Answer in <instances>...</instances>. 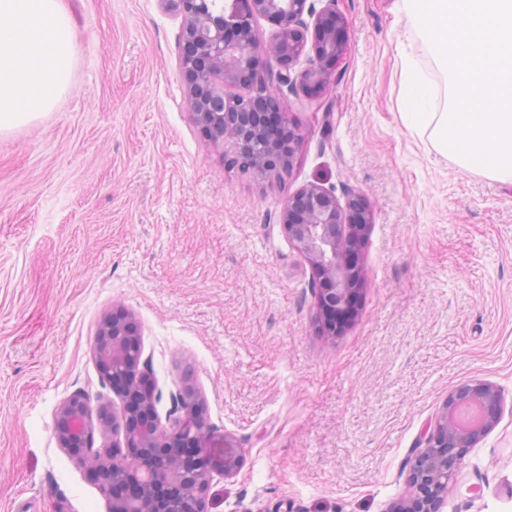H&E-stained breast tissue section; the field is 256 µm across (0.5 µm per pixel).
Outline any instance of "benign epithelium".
Instances as JSON below:
<instances>
[{
  "instance_id": "obj_1",
  "label": "benign epithelium",
  "mask_w": 512,
  "mask_h": 512,
  "mask_svg": "<svg viewBox=\"0 0 512 512\" xmlns=\"http://www.w3.org/2000/svg\"><path fill=\"white\" fill-rule=\"evenodd\" d=\"M315 11L311 0H227L224 11L213 0H161L163 7L182 18L179 47L181 75L195 121L217 142L232 165L265 177L292 165L277 157L275 144L261 128L259 117L273 107L274 96L261 95L257 85L268 87L276 78L282 87L308 82L327 83L331 74L323 62L339 57L345 23L326 0ZM313 16V58L310 68L293 72L306 54L301 29L304 16ZM274 18L279 30L270 47L260 51L254 28L258 17ZM236 36L227 37V29ZM277 70H272V67ZM343 209L334 192L311 184L288 199L280 224L288 244L319 268L334 284L333 301L343 311L348 307L354 271L342 258L345 234ZM138 326L126 317L108 316L95 347L100 372L122 401L125 417L124 444L93 448L95 431L110 424L109 411L101 409L93 423L85 397L76 393L58 408L56 436L61 448L86 469L110 504L111 512H207L213 476L230 478L237 472L242 449L226 433L215 434L203 418V404L190 387L175 396L176 416L162 428L155 412L156 395L141 398L151 417L130 422L128 400L138 382L148 380L141 370L143 349ZM475 404L481 419L471 427L455 422L457 409ZM500 391L490 383L464 384L448 396L434 427L423 439V448L410 458V481L416 492L396 503L391 512H441L449 485L463 477L464 457L497 423Z\"/></svg>"
}]
</instances>
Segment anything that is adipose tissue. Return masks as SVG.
I'll list each match as a JSON object with an SVG mask.
<instances>
[{"instance_id":"adipose-tissue-1","label":"adipose tissue","mask_w":512,"mask_h":512,"mask_svg":"<svg viewBox=\"0 0 512 512\" xmlns=\"http://www.w3.org/2000/svg\"><path fill=\"white\" fill-rule=\"evenodd\" d=\"M74 56L65 0H0V131L53 107Z\"/></svg>"}]
</instances>
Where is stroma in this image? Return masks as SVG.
<instances>
[{"mask_svg": "<svg viewBox=\"0 0 512 512\" xmlns=\"http://www.w3.org/2000/svg\"><path fill=\"white\" fill-rule=\"evenodd\" d=\"M76 60L54 108L0 132V512H109L59 447L71 395L116 403L94 348L103 318L139 325L167 423L189 385L243 450L209 512H388L459 385L502 394L442 512H512V184L411 130L396 0H335L328 88L280 99L301 134L283 177L228 164L195 122L181 19L160 0H66ZM318 184L360 205L362 286L345 332L319 330L320 277L280 224Z\"/></svg>", "mask_w": 512, "mask_h": 512, "instance_id": "1", "label": "stroma"}]
</instances>
